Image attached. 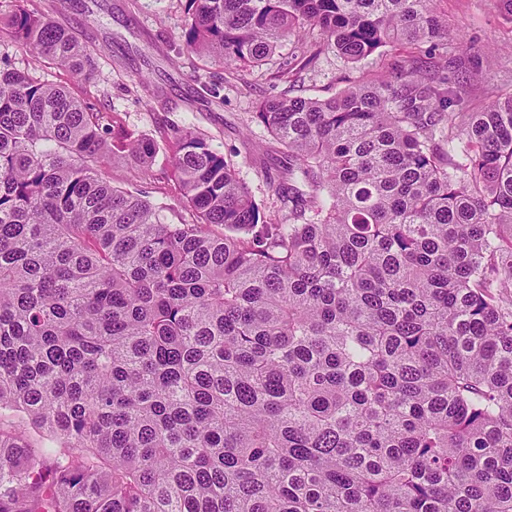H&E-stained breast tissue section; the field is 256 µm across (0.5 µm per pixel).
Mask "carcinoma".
<instances>
[{
  "label": "carcinoma",
  "instance_id": "cac0c4a2",
  "mask_svg": "<svg viewBox=\"0 0 512 512\" xmlns=\"http://www.w3.org/2000/svg\"><path fill=\"white\" fill-rule=\"evenodd\" d=\"M16 2L10 38L88 78ZM186 2L229 70L308 30L349 63L448 34L431 0ZM465 71L412 51L257 100L286 224L173 130L168 224L101 173L153 141L0 66V512H512V91L476 112Z\"/></svg>",
  "mask_w": 512,
  "mask_h": 512
}]
</instances>
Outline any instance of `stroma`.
Listing matches in <instances>:
<instances>
[{"instance_id": "stroma-1", "label": "stroma", "mask_w": 512, "mask_h": 512, "mask_svg": "<svg viewBox=\"0 0 512 512\" xmlns=\"http://www.w3.org/2000/svg\"><path fill=\"white\" fill-rule=\"evenodd\" d=\"M29 10L64 19L95 61L89 81H79L59 66L33 64L29 53L0 38V59L13 69L67 88L95 104L104 120H118L134 133L153 139L157 156L149 171L124 164L108 167L112 185L141 191L162 206L166 222L187 214L172 178L168 138L172 127L191 128L205 136L235 168L256 202L277 211L273 184L282 180L283 160L271 147L269 133L251 120L258 99L285 90L326 99L358 80L380 72L395 49L386 46L356 64L326 49L312 66H303L300 45L285 41L267 64L228 71L211 59L187 52L186 0H27ZM434 11L448 21L447 39L423 44L433 57L467 54V91L472 107L481 109L505 89H512V0H433ZM465 53V52H464ZM149 67L162 90L151 98L136 71ZM290 73L278 80L279 71Z\"/></svg>"}]
</instances>
